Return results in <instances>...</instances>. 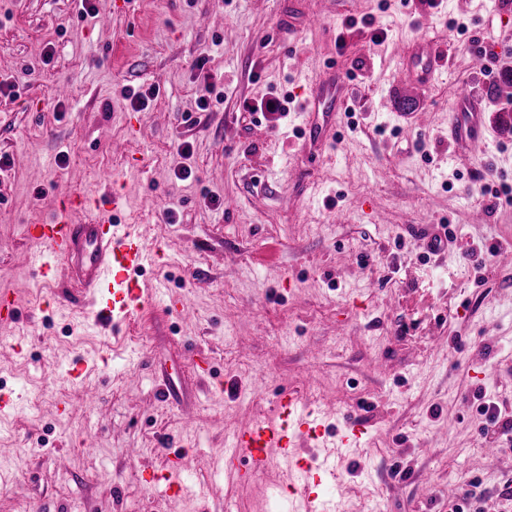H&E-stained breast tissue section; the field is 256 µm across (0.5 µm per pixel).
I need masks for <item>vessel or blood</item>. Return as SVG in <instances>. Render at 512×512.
<instances>
[{"mask_svg": "<svg viewBox=\"0 0 512 512\" xmlns=\"http://www.w3.org/2000/svg\"><path fill=\"white\" fill-rule=\"evenodd\" d=\"M397 61L404 80L422 85L431 84L446 66L440 49L428 41L417 42L410 56H398ZM346 108V83L338 76L313 90L312 109L321 113L322 119L305 122L304 127L314 139L332 134L333 110ZM493 128L482 98L463 95L455 100L448 135L463 152L483 154ZM126 206V197L113 193L94 200L97 215L89 223H72L60 211L46 222L25 227L32 248L23 254V263L45 278L64 274L78 296L88 299L93 325L104 329L129 323L154 303L152 289L142 286L136 277L148 263L149 254L132 225L117 220ZM365 434L359 418L346 416L336 432L337 445L358 447ZM325 437L321 418L300 394L280 390L272 416L254 418L235 431L224 452V474L246 483L267 471L275 459L289 461L297 493L288 499L275 498L277 512H331L321 490L336 478L334 458L314 466L299 453L303 447H318Z\"/></svg>", "mask_w": 512, "mask_h": 512, "instance_id": "vessel-or-blood-1", "label": "vessel or blood"}]
</instances>
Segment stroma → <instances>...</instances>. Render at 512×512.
I'll return each mask as SVG.
<instances>
[{"instance_id":"stroma-1","label":"stroma","mask_w":512,"mask_h":512,"mask_svg":"<svg viewBox=\"0 0 512 512\" xmlns=\"http://www.w3.org/2000/svg\"><path fill=\"white\" fill-rule=\"evenodd\" d=\"M113 2L83 17L77 0H0V82L15 85L0 95V289L19 305L0 322V393L21 396L0 428V512H269L221 458L284 387L327 433L348 415L368 428L336 451L335 512H448L470 491L478 512H512V441L479 410L512 416V127L478 157L448 140L459 95L512 113V0ZM422 39L447 66L416 92L423 119H400L396 56ZM332 68L349 109L311 141L293 114ZM125 86L153 88L145 109ZM271 95L290 116L243 111ZM113 190L152 255L143 280L185 314L157 305L102 331L65 280L21 263L25 225ZM82 357L97 371L72 381ZM177 456L175 496L146 477Z\"/></svg>"}]
</instances>
